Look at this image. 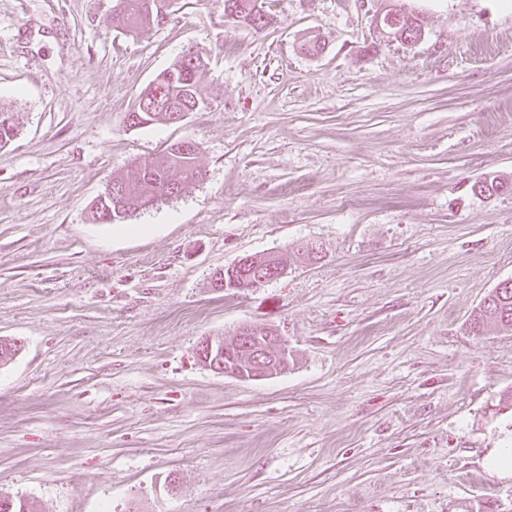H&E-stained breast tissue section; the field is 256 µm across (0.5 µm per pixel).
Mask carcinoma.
Returning <instances> with one entry per match:
<instances>
[{
    "mask_svg": "<svg viewBox=\"0 0 512 512\" xmlns=\"http://www.w3.org/2000/svg\"><path fill=\"white\" fill-rule=\"evenodd\" d=\"M170 0H116L115 9L105 20V26L129 34L160 25L163 7ZM257 0H224V16L234 24L263 27L271 18L256 9ZM388 33L397 42H416L422 37L417 16L395 14L387 25ZM203 56L189 52L162 71L143 89L128 113L130 127H142L155 122L169 123L180 110L202 111L203 102L197 94V82L205 70ZM18 134L13 114L0 111V149L9 145ZM197 150L182 148V142L167 145L159 152L134 160L126 172L112 180L108 195L117 200L98 199L92 210L94 220L121 223L129 215L147 210L155 204L188 192L202 177L196 163ZM512 330V280L500 283L485 298L480 313L472 322L478 334L490 330Z\"/></svg>",
    "mask_w": 512,
    "mask_h": 512,
    "instance_id": "obj_1",
    "label": "carcinoma"
}]
</instances>
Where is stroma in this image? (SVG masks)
I'll list each match as a JSON object with an SVG mask.
<instances>
[{"instance_id": "1", "label": "stroma", "mask_w": 512, "mask_h": 512, "mask_svg": "<svg viewBox=\"0 0 512 512\" xmlns=\"http://www.w3.org/2000/svg\"><path fill=\"white\" fill-rule=\"evenodd\" d=\"M175 0L131 37L115 0H0V496L31 512H512V331L477 335L512 279V7L405 0ZM318 39V56L301 40ZM207 109L127 126L188 52ZM191 140L202 179L119 224L92 206L130 162ZM499 177L488 196L475 183ZM321 257L247 290L240 258ZM278 330L285 373L198 356ZM257 0H224V16L234 24L263 27L271 18L256 9ZM388 33L393 36L391 41H401L402 44L416 42L422 37V27L417 16L403 13L395 14L387 25ZM256 257L255 258H252V257H244V258H241L239 259L233 266L230 267V270H229V275H230V280L228 282V280L224 279V281L222 280H218V281H214L213 282V287L214 288H224V289H236V290H239V289H243V288H257L261 285H263L264 283H266L267 281V278L260 273L261 271V268H259L258 270H255V267H256V264L254 263ZM252 267L253 270L250 272V278H242V277H239L238 279H235L232 275H233V270L234 272L238 271L240 268L243 270V269H246V268H250ZM254 273L256 274L255 277L253 276Z\"/></svg>"}]
</instances>
